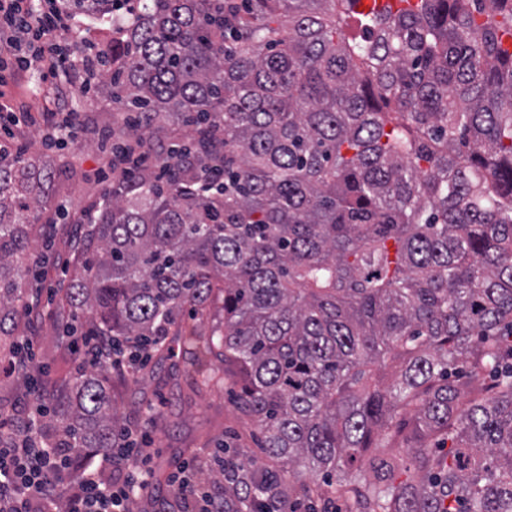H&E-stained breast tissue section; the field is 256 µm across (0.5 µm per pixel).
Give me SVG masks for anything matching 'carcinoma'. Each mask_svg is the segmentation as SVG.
Instances as JSON below:
<instances>
[{
  "instance_id": "carcinoma-1",
  "label": "carcinoma",
  "mask_w": 512,
  "mask_h": 512,
  "mask_svg": "<svg viewBox=\"0 0 512 512\" xmlns=\"http://www.w3.org/2000/svg\"><path fill=\"white\" fill-rule=\"evenodd\" d=\"M117 2L68 3L112 30V100L188 132L157 158L168 179L143 169L80 218L60 322L165 358L184 309L222 298L205 350L236 369L267 462L225 458L216 512H512V0ZM47 177L0 147L13 343ZM113 369L53 396L68 447L117 446ZM379 432L419 481L368 453Z\"/></svg>"
}]
</instances>
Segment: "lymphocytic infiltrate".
Returning a JSON list of instances; mask_svg holds the SVG:
<instances>
[{
	"instance_id": "1",
	"label": "lymphocytic infiltrate",
	"mask_w": 512,
	"mask_h": 512,
	"mask_svg": "<svg viewBox=\"0 0 512 512\" xmlns=\"http://www.w3.org/2000/svg\"><path fill=\"white\" fill-rule=\"evenodd\" d=\"M77 23L59 0H0V46L21 71H36L40 80L65 78L90 92L100 54L94 42L85 52L63 56L61 45ZM45 408H21L0 422V512H129L136 491L150 488L148 472L132 471L142 459L131 433L121 431L119 446L100 465L85 461L73 474L76 448H60L42 433ZM126 467L120 480L104 478L106 467Z\"/></svg>"
}]
</instances>
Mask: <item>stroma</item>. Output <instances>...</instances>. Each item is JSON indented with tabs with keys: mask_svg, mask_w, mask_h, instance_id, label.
<instances>
[{
	"mask_svg": "<svg viewBox=\"0 0 512 512\" xmlns=\"http://www.w3.org/2000/svg\"><path fill=\"white\" fill-rule=\"evenodd\" d=\"M6 101L24 121L0 128V145L23 149L31 157L50 162L53 173L45 185L48 203L38 223L44 242H33L32 281L27 284L32 309L20 325L33 337L37 359L44 365L45 382L70 380L89 371L83 352L73 350L58 324L48 316V296L68 287L73 244L81 235L76 219L93 209L106 188L100 173L108 164L112 135L127 120L105 87L84 94L65 80L43 83L26 72L7 74ZM74 125L75 141L48 146L47 140L63 118ZM194 345L179 346L173 358L151 360L138 377L136 388H127L113 377L115 406L126 428L144 431L150 437L144 449L147 467L173 473L183 464H193L192 480L207 486L214 475V457L219 447L262 458V436L249 416L234 403L239 388L235 370L225 369L220 357L206 355L205 370L224 376L221 387L197 390L191 364Z\"/></svg>",
	"mask_w": 512,
	"mask_h": 512,
	"instance_id": "35a3bbf8",
	"label": "stroma"
}]
</instances>
